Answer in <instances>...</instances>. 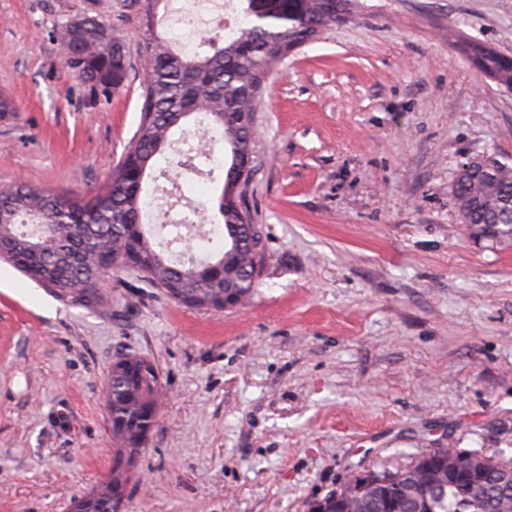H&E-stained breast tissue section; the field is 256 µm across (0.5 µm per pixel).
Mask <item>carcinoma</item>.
<instances>
[{
	"mask_svg": "<svg viewBox=\"0 0 512 512\" xmlns=\"http://www.w3.org/2000/svg\"><path fill=\"white\" fill-rule=\"evenodd\" d=\"M346 9V0H306L301 16L263 22L251 18L223 45H211L212 53L188 56L173 50L153 32L154 15L146 17L142 57L148 61L143 74L141 118L133 141L109 174L107 185L91 198L69 192H47L28 183H15L0 190V243L9 248L11 264L30 279L43 283L40 269L52 276L51 288L63 299L100 303L101 281L112 276L113 266L89 269L81 256L120 253L119 241L130 238L137 244L143 278L157 288L174 289L172 298L196 309H211L224 296V286H236L248 298L255 290V274L238 273L236 279L204 278L195 274L203 263H224V269L247 266L256 270V258L264 250L262 237L251 224L243 195L224 183L218 199L224 233L236 224L249 223L242 251L230 258L231 242L216 256L176 266L165 251L156 248L152 234L141 223L142 189L125 175V162L132 160L142 171L155 167L156 158L169 145L171 131L188 117L198 114L207 128L222 133L229 154L252 149L253 141L238 125L224 119V102L238 101L252 108L262 93L269 68L288 57L295 48L311 40L336 21ZM462 52L480 61L478 68L497 80L512 79V58L497 50L468 41ZM68 68L80 79L104 91L119 90L127 79L125 45L117 29L94 18L75 29L64 44ZM176 167L200 171L207 162L204 149L184 141ZM453 198L461 222L478 233L498 221L512 208V167L497 163L482 172L460 169ZM159 403L160 380L156 365L144 358L112 364L106 390V407L115 427L112 472L100 484L105 495L127 494L132 459L145 436L144 396ZM426 462L448 470L444 484L433 485L427 469L373 472L377 485L367 491L363 512H512V459L489 457L478 450L433 448ZM351 486L337 489L324 498L328 512H352L348 507Z\"/></svg>",
	"mask_w": 512,
	"mask_h": 512,
	"instance_id": "obj_1",
	"label": "carcinoma"
}]
</instances>
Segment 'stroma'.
Listing matches in <instances>:
<instances>
[{"label":"stroma","instance_id":"obj_1","mask_svg":"<svg viewBox=\"0 0 512 512\" xmlns=\"http://www.w3.org/2000/svg\"><path fill=\"white\" fill-rule=\"evenodd\" d=\"M141 0H0V188L91 196L137 129ZM268 75L245 188L257 286L217 313L132 270L102 304L0 260V512H69L112 469L105 383L150 359L164 405L123 512H310L425 449L512 457V244L463 224V163L512 166V91L452 38L512 57V0H351ZM113 25L125 85L62 63L75 18Z\"/></svg>","mask_w":512,"mask_h":512}]
</instances>
